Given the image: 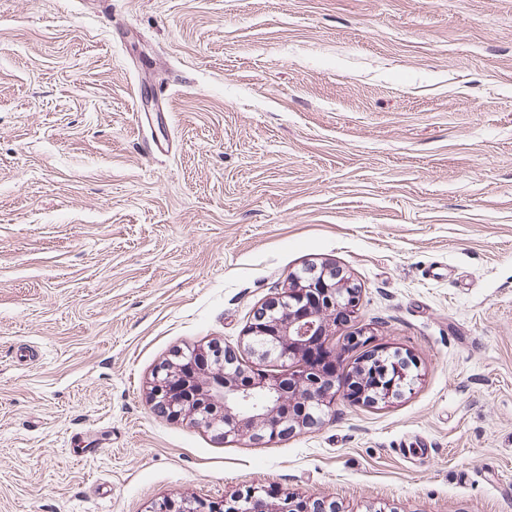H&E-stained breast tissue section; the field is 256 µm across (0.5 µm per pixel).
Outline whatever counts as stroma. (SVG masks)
<instances>
[{"label":"stroma","instance_id":"1","mask_svg":"<svg viewBox=\"0 0 512 512\" xmlns=\"http://www.w3.org/2000/svg\"><path fill=\"white\" fill-rule=\"evenodd\" d=\"M326 263L333 353L410 391L267 443L155 407ZM268 485L512 512V0H0V512Z\"/></svg>","mask_w":512,"mask_h":512}]
</instances>
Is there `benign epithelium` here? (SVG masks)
Wrapping results in <instances>:
<instances>
[{
  "label": "benign epithelium",
  "instance_id": "7a95c632",
  "mask_svg": "<svg viewBox=\"0 0 512 512\" xmlns=\"http://www.w3.org/2000/svg\"><path fill=\"white\" fill-rule=\"evenodd\" d=\"M359 289L352 287L334 267L311 269L310 275L293 278L257 311L245 338L255 351L253 337L267 335L273 341L258 354L288 363L276 376L244 380L238 362L241 355L212 346L210 367L199 375L182 378L177 363L161 368L150 389L154 403L166 405L168 387L186 385L185 400L176 403L195 423L222 431L224 438L253 432L259 439L275 440L298 426H312L333 402L335 384L318 369L300 362L305 345L312 339L329 344L336 317L356 309ZM411 358H400L384 367L383 379L373 385L356 386V397L366 404L387 402L411 389L416 380ZM153 512H326L324 501L293 496L268 497V487L248 489L230 500H165Z\"/></svg>",
  "mask_w": 512,
  "mask_h": 512
}]
</instances>
